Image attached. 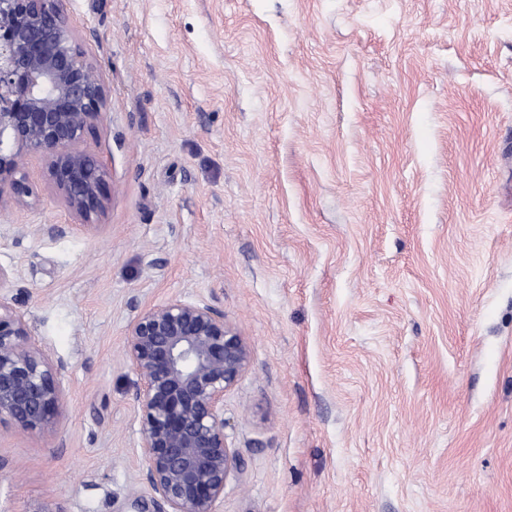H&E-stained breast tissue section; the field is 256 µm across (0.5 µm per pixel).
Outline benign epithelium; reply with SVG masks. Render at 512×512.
I'll list each match as a JSON object with an SVG mask.
<instances>
[{
	"label": "benign epithelium",
	"instance_id": "1",
	"mask_svg": "<svg viewBox=\"0 0 512 512\" xmlns=\"http://www.w3.org/2000/svg\"><path fill=\"white\" fill-rule=\"evenodd\" d=\"M109 100L64 0H0V209L30 204L22 161L34 153L67 209L94 223L106 207V179L84 142ZM28 336V320L0 295V421L51 431L67 403L66 366ZM125 355L143 385L139 450L156 504L161 512H216L241 471L227 442L224 395L249 367V343L214 305L171 298L134 318Z\"/></svg>",
	"mask_w": 512,
	"mask_h": 512
}]
</instances>
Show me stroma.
Instances as JSON below:
<instances>
[{
    "mask_svg": "<svg viewBox=\"0 0 512 512\" xmlns=\"http://www.w3.org/2000/svg\"><path fill=\"white\" fill-rule=\"evenodd\" d=\"M65 7L107 208L77 223L30 154L0 210L68 393L53 431L0 421V512H157L125 346L174 297L251 348L217 512H512V0Z\"/></svg>",
    "mask_w": 512,
    "mask_h": 512,
    "instance_id": "stroma-1",
    "label": "stroma"
}]
</instances>
